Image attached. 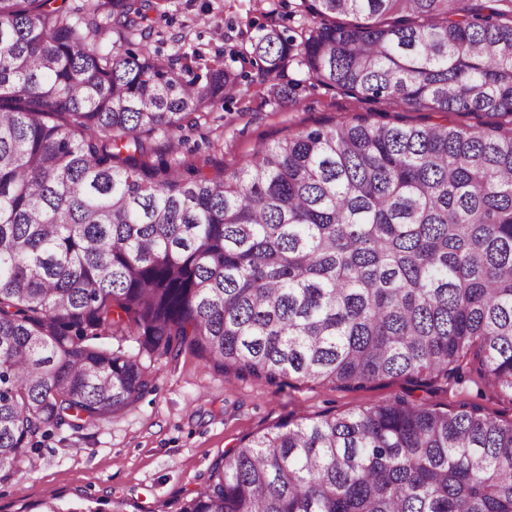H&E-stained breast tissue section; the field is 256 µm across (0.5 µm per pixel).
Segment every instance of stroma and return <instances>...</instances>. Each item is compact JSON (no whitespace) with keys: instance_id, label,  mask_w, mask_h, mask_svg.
<instances>
[{"instance_id":"1","label":"stroma","mask_w":512,"mask_h":512,"mask_svg":"<svg viewBox=\"0 0 512 512\" xmlns=\"http://www.w3.org/2000/svg\"><path fill=\"white\" fill-rule=\"evenodd\" d=\"M149 17V38L122 37L109 28L104 46L143 49L165 58L177 52L199 54L208 68L229 65L245 72L235 95L213 108L210 130L186 126L170 138L154 136V163L170 160L172 138L179 140L185 164L216 174L240 167L257 149L285 137L358 114L412 125L449 119L476 127L484 120L480 113L448 117L426 108L355 98L319 85L293 64L279 81L295 87L294 101L284 107L267 105L270 82L247 63L248 38L262 25L274 22L294 31L302 22L285 6L270 10L268 0H161ZM99 342L139 353L152 392L95 425L76 430L64 426L42 438L35 467H22L0 484V512L32 510L44 500L67 512L83 504L101 512H178L183 498L205 486L213 465L242 440L287 418L344 414L398 396L448 410L472 401L498 419L512 420V395L471 382L417 387L394 378L356 391L298 382L280 391L250 376L218 372L187 348L175 358L140 351L124 328L103 333Z\"/></svg>"}]
</instances>
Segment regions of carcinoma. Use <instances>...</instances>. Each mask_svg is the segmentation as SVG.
I'll return each instance as SVG.
<instances>
[{"label":"carcinoma","instance_id":"cac0c4a2","mask_svg":"<svg viewBox=\"0 0 512 512\" xmlns=\"http://www.w3.org/2000/svg\"><path fill=\"white\" fill-rule=\"evenodd\" d=\"M67 2L0 0V483L50 430L150 390L139 355L96 343L114 326L279 390L512 393V0H301L298 35L251 38L262 74L294 60L356 98L497 121L358 116L219 179L152 165L147 139L201 126L238 71L102 45L95 16L144 35L151 0ZM178 512H512V420L401 397L286 420Z\"/></svg>","mask_w":512,"mask_h":512}]
</instances>
